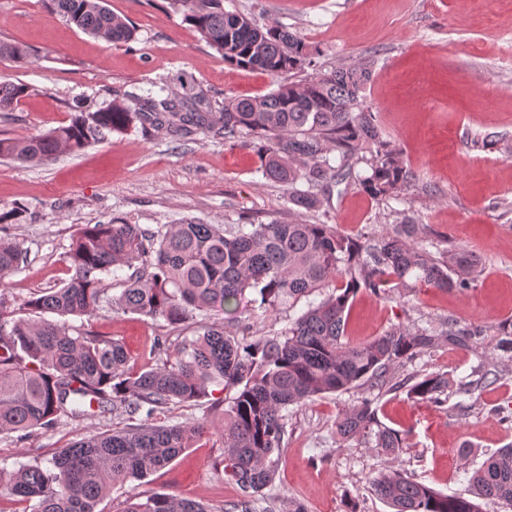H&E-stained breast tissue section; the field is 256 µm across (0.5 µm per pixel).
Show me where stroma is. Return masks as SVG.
Returning a JSON list of instances; mask_svg holds the SVG:
<instances>
[{"instance_id":"1","label":"stroma","mask_w":512,"mask_h":512,"mask_svg":"<svg viewBox=\"0 0 512 512\" xmlns=\"http://www.w3.org/2000/svg\"><path fill=\"white\" fill-rule=\"evenodd\" d=\"M108 6L134 23L136 42L115 45L90 36L48 14L42 0H0V38L24 42L37 55L22 67L0 60V83L33 89L14 112L0 115V138L69 124L70 106L78 100L95 108L114 95L143 97L163 84H186L189 94L204 96L215 112L225 98L261 96L277 86L266 73L225 62L167 0H108ZM224 8L261 27L285 28L316 49L313 65L293 73V81L369 64L364 102L412 171L410 183L393 199L376 201L352 186L319 210L291 208L286 186L264 176L249 135L231 145L215 132L179 138L151 125L79 152H60L48 162L0 158V212L18 204L25 208L20 220L0 224V237L26 255L18 270L0 279V311L35 319L22 301L68 279L67 254L83 225L115 217L152 230L195 218L222 225L325 222L350 234L375 233L412 218L433 237L481 258L476 287H419L404 299L359 291L343 343L371 341L398 324L438 331L452 320L462 327L479 325L485 334L475 346L438 339L407 370L465 382L489 369L495 382L475 390L467 412L403 391L368 394L357 388L290 407L288 442L257 506L262 512H292L297 504L305 512H344L352 500L358 512H388L370 479L394 463L437 491L468 493L465 465L512 443V359L493 353L499 324L512 322V0H224ZM306 308L301 300L281 305L272 316L259 310L235 318L214 312L210 319L226 335L249 341L280 332ZM69 323L121 341L138 368L156 363V341L172 353L196 335L194 325L115 307ZM367 394L379 420L402 436L398 461L376 448L374 438L338 440L339 417ZM224 396L214 387L206 399L173 405L164 419L206 418L216 427ZM115 424V418L90 410L80 420L64 419L29 437L2 434L0 463L11 470L49 460ZM140 492L193 499L209 512H225L226 504L243 496L224 476V443L216 430L145 479L113 484L99 512H124Z\"/></svg>"}]
</instances>
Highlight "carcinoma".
Listing matches in <instances>:
<instances>
[{"label": "carcinoma", "mask_w": 512, "mask_h": 512, "mask_svg": "<svg viewBox=\"0 0 512 512\" xmlns=\"http://www.w3.org/2000/svg\"><path fill=\"white\" fill-rule=\"evenodd\" d=\"M45 10L76 28L113 44L135 40L136 28L113 13L107 0H43ZM212 49L245 70L281 77L304 66L310 46L279 26L261 28L224 11V0H171ZM35 52L0 38V60L23 65ZM370 78L365 64L318 73L301 82L281 81L258 97L224 100L219 112L170 88L158 100L140 99L135 112L118 101L91 110L72 107L67 125L24 138H1L0 157L44 162L62 149L81 151L123 133L143 113L180 135L224 133L233 142L252 136L263 174L288 187V202L318 209L327 192L352 185L383 200L399 193L412 172L383 139L377 116L362 100ZM31 87L0 83V112H13ZM338 153L331 164L329 154ZM368 172L360 175L359 164ZM303 182L307 189L297 188ZM20 247L0 238V278L22 263ZM71 277L63 286L22 303L31 311L59 317H91L106 306L170 324L196 323L211 310L240 313L246 294L260 295L273 314L284 302L308 298L334 284L332 293L308 302V309L277 336L241 343L224 330L199 324L197 337L154 367L129 365L123 344L62 321H8L0 315V434L51 429L62 418L75 420L94 406L103 415L150 419L170 407L209 396L224 384V476L244 493L233 505L253 512L254 497L274 478L286 433L288 409L327 393L352 388L406 390L413 398L448 401L450 382L440 374L396 379L392 371L432 348L438 333L395 325L363 344L341 343L349 301L365 288L377 296L406 294L416 286L465 292L475 287L482 263L472 252L444 246L410 220L380 234L348 235L335 224H219L187 220L152 231L113 219L86 224L68 253ZM127 268L125 288L110 298L101 275ZM448 343L468 346L483 335L479 327L448 323ZM211 430L207 420L140 423L91 433L61 449L44 466L36 461L9 471L0 485L24 512H96L115 482L138 480L193 447ZM340 440L374 435L376 447L395 457L403 452L398 431L382 425L373 400L362 399L336 423ZM471 497L447 495L391 468L372 479L373 491L393 512H479L477 500L512 503V444L473 468ZM125 512H208L187 498L152 494L129 500Z\"/></svg>", "instance_id": "carcinoma-1"}]
</instances>
